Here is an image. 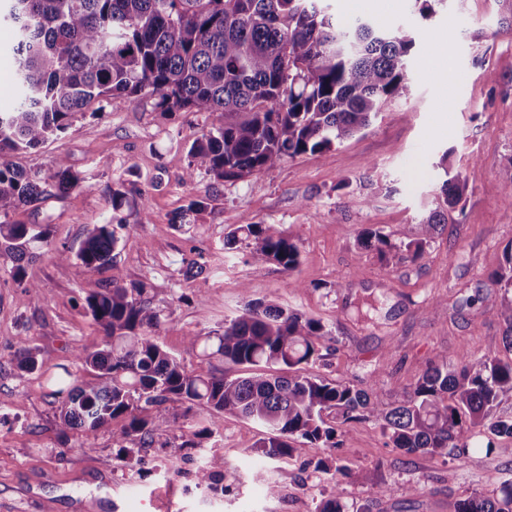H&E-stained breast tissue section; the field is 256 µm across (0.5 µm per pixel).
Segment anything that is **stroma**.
Masks as SVG:
<instances>
[{
    "instance_id": "obj_1",
    "label": "stroma",
    "mask_w": 512,
    "mask_h": 512,
    "mask_svg": "<svg viewBox=\"0 0 512 512\" xmlns=\"http://www.w3.org/2000/svg\"><path fill=\"white\" fill-rule=\"evenodd\" d=\"M354 15L416 36L410 97L388 104L355 137L242 181L220 184L201 169L184 184L189 140L220 124L219 115L163 112L153 97L135 106L114 95L66 134L17 155L41 172L66 158L84 184L19 207L7 223L48 225L52 243L75 252L89 229L111 220L113 190L125 191L130 240L102 276L150 288L163 311L160 343L195 374L238 375L189 351L186 339L223 330L250 300L319 320L332 342L308 372L373 388L383 408L435 356L454 362L465 348L502 351L503 291L492 274L512 247V197L498 183L512 157V0H439L426 20L414 0H359ZM449 172L461 173L467 194L423 260L388 267L362 247L371 227L395 242L414 237ZM144 199L152 211L146 224ZM193 199L203 209L173 224ZM242 224L300 226L297 268L249 263L243 241L225 248L227 233ZM193 248L209 268L188 279L182 259ZM12 265L0 255V512H318L335 494L370 512H450L455 500L512 482V439H495L489 451L479 437L460 462L405 453L364 419L338 425L339 447L300 442L292 457L269 459L258 448L262 426L224 416L213 436L227 467L218 495L196 487L200 453L174 447L171 430L131 454L116 440L120 418L90 445L74 432L60 440L50 372L64 366L79 380L96 378L74 357L75 348L97 349L103 336L84 309L88 272L41 255L27 266L41 292L36 303L12 280ZM23 338L35 349L36 371L16 365ZM321 457L349 466L342 485L315 469Z\"/></svg>"
}]
</instances>
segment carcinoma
Instances as JSON below:
<instances>
[{
	"label": "carcinoma",
	"mask_w": 512,
	"mask_h": 512,
	"mask_svg": "<svg viewBox=\"0 0 512 512\" xmlns=\"http://www.w3.org/2000/svg\"><path fill=\"white\" fill-rule=\"evenodd\" d=\"M0 21L17 32L12 48L18 89L16 106L0 112V216L80 186L66 160L49 174L29 172L14 154L36 149L66 132L94 101L124 94L132 104L157 97L164 112L204 110L224 124L201 130L188 150L182 181L202 167L217 181H235L272 169L287 159L340 145L370 124L389 102L410 94L406 60L415 46L412 29L382 30L369 20L349 26L336 21L324 0H3ZM466 182L456 173L444 180L445 208L420 223V234L400 244L377 230L361 244L391 265L423 258L447 209L458 205ZM124 221L94 226L79 251L51 248L42 224L0 222V249L14 259L13 281L39 301V287L26 280V264L51 250L60 262L77 259L94 273L110 264ZM244 240L255 264L273 262L285 272L300 262V231L245 224L225 244ZM494 280L504 288L500 315L506 325L502 357L465 350L457 363L429 361L396 406L382 409L377 395L354 384L330 383L306 373L321 357L331 332L318 320L277 304L248 302L224 322L217 336H189L187 347L247 370L243 376L194 375L163 349L162 321L149 289L92 277L81 287L84 308L103 332L101 347L76 349L82 364L99 372L81 383L65 367L50 376L59 398L63 435L95 433L118 418L126 423L117 441L150 448L155 431L179 432L180 448H200L224 415L266 428L260 441L268 458H286L304 440L336 447L342 423L371 419L395 448L430 456L455 453L462 460L477 435L512 437V417L495 415L512 399V248ZM19 368H37L34 348L19 342ZM169 401L181 413L166 414ZM210 410V426H185L199 406ZM224 455L212 453L195 473L196 487L224 492ZM452 512H512V483L490 496L453 503Z\"/></svg>",
	"instance_id": "obj_1"
}]
</instances>
